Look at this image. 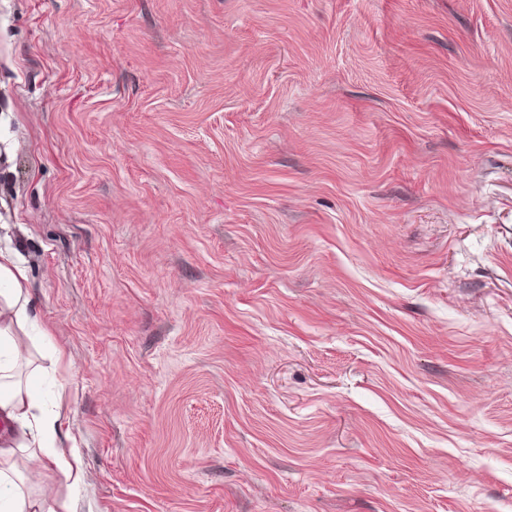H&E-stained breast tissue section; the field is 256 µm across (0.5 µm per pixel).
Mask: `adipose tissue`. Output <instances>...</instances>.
<instances>
[{
  "label": "adipose tissue",
  "mask_w": 512,
  "mask_h": 512,
  "mask_svg": "<svg viewBox=\"0 0 512 512\" xmlns=\"http://www.w3.org/2000/svg\"><path fill=\"white\" fill-rule=\"evenodd\" d=\"M27 282L28 269L17 251L0 248V420L9 426L0 441V512H57L49 490L29 494L30 476L16 472L12 465L23 455L41 467L57 469L66 479L79 478L77 461L58 445L60 414L43 413L42 397L32 381L17 376L24 358L18 334L34 322Z\"/></svg>",
  "instance_id": "obj_1"
}]
</instances>
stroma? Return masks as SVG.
Wrapping results in <instances>:
<instances>
[{
    "mask_svg": "<svg viewBox=\"0 0 512 512\" xmlns=\"http://www.w3.org/2000/svg\"><path fill=\"white\" fill-rule=\"evenodd\" d=\"M0 241L73 512H512V0H0Z\"/></svg>",
    "mask_w": 512,
    "mask_h": 512,
    "instance_id": "1",
    "label": "stroma"
}]
</instances>
